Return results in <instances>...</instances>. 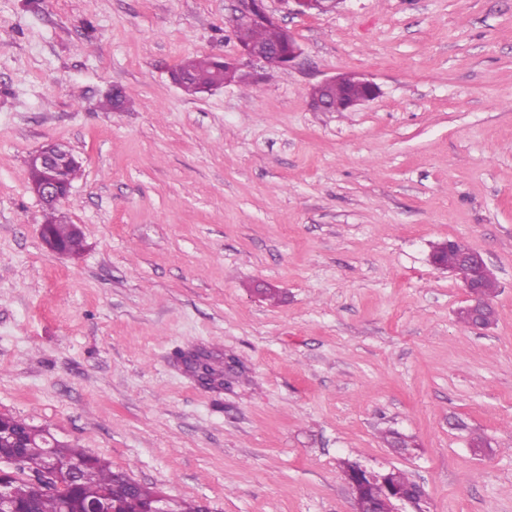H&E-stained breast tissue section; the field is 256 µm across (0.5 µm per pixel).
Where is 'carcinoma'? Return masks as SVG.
<instances>
[{
	"label": "carcinoma",
	"instance_id": "cac0c4a2",
	"mask_svg": "<svg viewBox=\"0 0 512 512\" xmlns=\"http://www.w3.org/2000/svg\"><path fill=\"white\" fill-rule=\"evenodd\" d=\"M238 41L245 45H262L288 54V37L274 25H243L236 29ZM218 60L207 57L181 63L177 67L181 88L195 95L212 84L217 76ZM347 88H338L330 93L336 100V111H347L345 93L354 97L363 94L362 88L354 82L355 74L343 73ZM46 224L62 239L69 253L76 254L83 248L82 234L72 230L60 208L56 207L46 216ZM465 246L457 241L438 244L432 253V260L448 265L466 282L471 278L469 266L459 261V254ZM25 449L26 467L20 473L6 478V491L18 505L20 512H78L80 509H112L117 512H146L149 501L158 491L140 484L129 489L132 478L124 473L112 471L110 465L89 454L83 448H76L54 438L48 429L28 425ZM382 440L392 451L403 454L410 448L407 437L396 429H387ZM51 454L57 466L59 478L70 485V493L63 497L38 489L34 481L39 479L45 454ZM342 469L353 490L361 512H390L392 496L399 492L415 490L416 512H426L422 492L417 484L405 473L389 469L373 476L366 475L362 465L356 461H342Z\"/></svg>",
	"mask_w": 512,
	"mask_h": 512
}]
</instances>
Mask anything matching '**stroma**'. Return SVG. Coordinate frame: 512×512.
<instances>
[{
	"label": "stroma",
	"mask_w": 512,
	"mask_h": 512,
	"mask_svg": "<svg viewBox=\"0 0 512 512\" xmlns=\"http://www.w3.org/2000/svg\"><path fill=\"white\" fill-rule=\"evenodd\" d=\"M266 7L297 64L191 96L185 58L257 68L235 0H0V414L208 512H356L344 459L429 512H512V0ZM343 72L379 97L313 111ZM50 141L81 161L68 257L30 190ZM448 239L498 281L489 329L457 319ZM196 349L247 381L199 384Z\"/></svg>",
	"instance_id": "obj_1"
}]
</instances>
